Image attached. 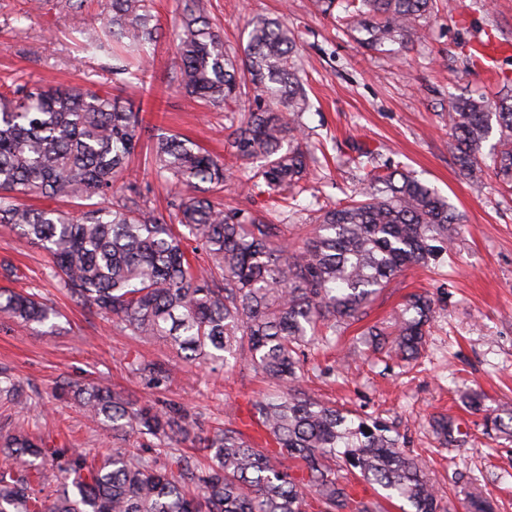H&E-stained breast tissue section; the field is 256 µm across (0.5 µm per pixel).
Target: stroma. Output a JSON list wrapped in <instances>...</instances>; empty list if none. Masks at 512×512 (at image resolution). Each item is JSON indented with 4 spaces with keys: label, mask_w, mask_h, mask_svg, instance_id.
<instances>
[{
    "label": "stroma",
    "mask_w": 512,
    "mask_h": 512,
    "mask_svg": "<svg viewBox=\"0 0 512 512\" xmlns=\"http://www.w3.org/2000/svg\"><path fill=\"white\" fill-rule=\"evenodd\" d=\"M55 2L0 0V83L82 85L140 102L152 124L230 165L232 179L211 191L212 200L287 225L293 245H303L319 209L342 203L345 188L368 169L401 167L447 198L463 217L452 250L393 279L335 346L308 349L309 372L300 387L328 405L395 426L407 449L426 460L430 478L456 512L473 495L491 500L495 512H512V437L484 427L486 410L512 405V190L491 169L478 184L463 176L448 128L452 96H491L512 85V0H462L454 11L440 10L399 61L360 46L338 4L325 14L315 0H200L231 53H242L246 25L255 17H285L296 38L310 103L301 123L307 141L322 145L325 156L293 215L277 209L268 193L247 186L250 164L227 150L230 113L174 89L178 63L171 31L186 0H154L164 34L149 47L148 93L114 74L111 52L80 49L82 32L109 18L112 0H83L72 12L58 11ZM4 263L17 266L19 276L0 275V288L36 293L59 316L52 329L0 321V368L32 397L26 411L0 406L1 433L22 427L51 445L103 453L121 447L111 432L87 422L74 401L53 392L63 380H105L133 399L183 405L197 413L203 429L221 422L262 439L250 417L265 384L249 366L230 373L213 365L185 366L164 341L125 336L47 277L46 252L0 227ZM417 291L434 299L436 314L416 362L391 361L359 343L366 328L390 326ZM135 359L172 365V375L153 386L132 372ZM472 391L481 394L482 411L465 404ZM440 414L460 423L462 441L441 447L429 426Z\"/></svg>",
    "instance_id": "stroma-1"
}]
</instances>
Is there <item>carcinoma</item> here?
I'll return each mask as SVG.
<instances>
[{
  "label": "carcinoma",
  "mask_w": 512,
  "mask_h": 512,
  "mask_svg": "<svg viewBox=\"0 0 512 512\" xmlns=\"http://www.w3.org/2000/svg\"><path fill=\"white\" fill-rule=\"evenodd\" d=\"M434 2L347 0L344 21L361 34L363 47L397 54ZM249 27L244 55H231L192 0L173 30L176 88L212 105L248 101L228 148L253 164V186H265L291 208L290 194L302 189L316 161L299 122L307 100L298 47L282 18H257ZM157 34L151 0H112L111 18L84 32V48L122 45L130 57L117 58L113 71L143 84L144 48ZM448 123L471 180L483 175L480 151L497 125L495 169L512 183V89L493 100L452 99ZM152 131L140 108L109 92L12 83L0 93V224L43 247L49 276L126 335L162 339L190 364L251 365L271 387L252 408L273 447L230 426L205 434L180 405L141 403L104 384L63 382L60 393L72 395L88 419L124 441L156 439L159 456L114 448L98 463L95 450L52 448L18 430L0 437V512H379L377 502L354 495L353 477L413 512H447L425 464L393 426L329 406L294 384L304 375L309 341L336 343V331L359 320L392 279L447 252L461 216L415 175L389 167L367 174L344 203L322 210L313 237L294 251L282 225L205 196L229 181L223 161L178 135ZM145 137L156 138L155 176L174 185L167 219L150 207L130 167ZM30 194L74 208L20 203ZM188 241L206 253V267L190 264ZM432 313L431 299L414 294L390 332L372 328L365 342L388 348L391 358L414 360ZM0 317L46 326L56 312L33 294L1 289ZM131 369L154 384L168 377L164 363L134 361ZM30 399L19 381L0 372L1 402L23 408ZM485 420L512 436V406ZM434 429L443 442L454 440L456 426L447 417L436 419ZM195 439L210 451L203 469L172 452ZM50 461L62 479L53 491L46 490Z\"/></svg>",
  "instance_id": "1"
}]
</instances>
